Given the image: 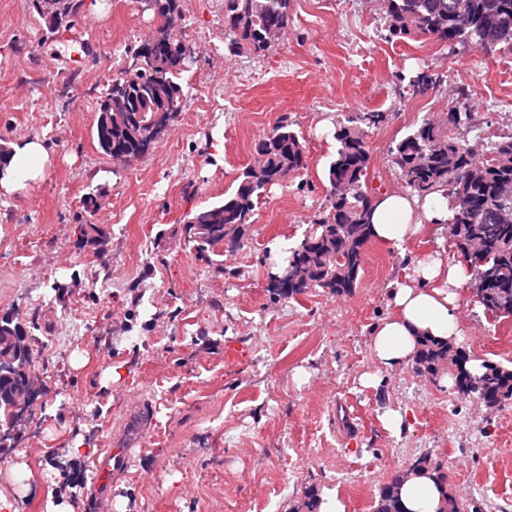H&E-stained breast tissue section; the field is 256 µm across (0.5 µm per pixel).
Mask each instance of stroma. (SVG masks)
I'll use <instances>...</instances> for the list:
<instances>
[{
    "label": "stroma",
    "instance_id": "obj_1",
    "mask_svg": "<svg viewBox=\"0 0 512 512\" xmlns=\"http://www.w3.org/2000/svg\"><path fill=\"white\" fill-rule=\"evenodd\" d=\"M181 9L195 54L177 119L118 166L97 149V108L114 63L155 30L152 12L103 0L52 35L31 0H0V147L37 138L48 151L40 178L0 195V316L39 350V397L0 442L12 512H89L93 465L135 400L153 404L154 424L108 512H306L328 494L375 512L380 489L423 456L466 512H512V404L479 411L455 384L412 362L385 370L369 350L389 284L438 250L441 226L372 240L351 295L276 300L267 288L275 247L295 246L329 204L340 122L383 113L368 191L400 189L391 147L445 106L473 112L465 140L512 133V54L390 36L379 0H294L284 42L233 55L224 0ZM421 71L435 87L416 95L407 81ZM283 115L306 169L266 190L235 249L197 253L188 217L233 190ZM83 224L100 226V244L82 242ZM461 293L459 349L512 368V319ZM77 444L86 455H70Z\"/></svg>",
    "mask_w": 512,
    "mask_h": 512
}]
</instances>
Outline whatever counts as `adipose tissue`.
<instances>
[{"label": "adipose tissue", "instance_id": "ef3b65f1", "mask_svg": "<svg viewBox=\"0 0 512 512\" xmlns=\"http://www.w3.org/2000/svg\"><path fill=\"white\" fill-rule=\"evenodd\" d=\"M48 157L42 141L29 139L13 147L9 168L0 176V193L9 194L43 172ZM372 229L375 238L402 242L422 223L448 220V202L435 194L418 199L401 192H384L373 201ZM467 278L462 263L448 261L443 253L413 262L411 272L392 286V311L375 327L370 352L384 368H395L415 359L422 337L457 342L460 326L459 289ZM406 512H437L441 501L436 481L409 477L401 488Z\"/></svg>", "mask_w": 512, "mask_h": 512}]
</instances>
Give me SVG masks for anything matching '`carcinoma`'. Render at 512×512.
Returning a JSON list of instances; mask_svg holds the SVG:
<instances>
[{
  "mask_svg": "<svg viewBox=\"0 0 512 512\" xmlns=\"http://www.w3.org/2000/svg\"><path fill=\"white\" fill-rule=\"evenodd\" d=\"M32 0L33 8L50 33L74 28L85 4L69 0ZM388 31L394 37L421 36L443 43H468L482 50L512 53V0H382ZM293 25V0H224V44L232 54L244 50H271ZM171 45L161 44L143 53V45L127 51V61L112 77L101 100L96 126L98 149L113 158L136 154L142 135L158 113L176 116L183 97L180 79L186 64L171 59ZM123 98L125 108L108 109L112 97ZM473 113L457 107L444 117L427 118L390 150L410 194L423 200L442 193L451 216L445 226L457 257L468 267L470 283L489 277L478 300L483 313L494 319L512 317V134L483 143L472 155L459 130L472 126ZM384 122L380 112L353 113L336 130L337 149L329 163L328 212L318 218L294 247L288 249L281 269L302 268L305 277L273 295L293 299L310 288H328L348 296L358 288L365 249L372 240L370 218L373 200L367 190L371 155L369 132ZM254 165L236 178L224 200L209 204L187 221L189 230L199 224L203 236L192 235L198 252L220 243L224 224H249L267 187L279 185L306 167V147L288 118L280 117L254 145ZM15 325L0 319V350L13 347ZM13 367L0 366V426L13 420L11 395L29 371L32 348L14 356ZM467 358L446 341L426 340L416 358L423 373L436 374L442 366L456 367V387L463 397H483L500 405L512 401V370L484 365L474 376L465 369ZM432 472L442 484L444 510L460 512L448 496L440 466L418 458L406 473ZM399 475L382 487L376 512H405L397 486Z\"/></svg>",
  "mask_w": 512,
  "mask_h": 512,
  "instance_id": "cac0c4a2",
  "label": "carcinoma"
}]
</instances>
